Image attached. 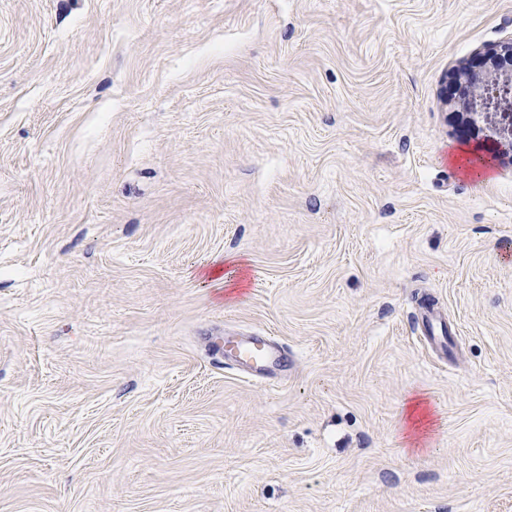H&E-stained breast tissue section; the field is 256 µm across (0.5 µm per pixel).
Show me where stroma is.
Instances as JSON below:
<instances>
[{
	"instance_id": "obj_1",
	"label": "stroma",
	"mask_w": 512,
	"mask_h": 512,
	"mask_svg": "<svg viewBox=\"0 0 512 512\" xmlns=\"http://www.w3.org/2000/svg\"><path fill=\"white\" fill-rule=\"evenodd\" d=\"M510 40L512 0H0V512H512V107L457 75ZM215 352L224 357V368H233L251 378L267 379L287 360L284 348L272 336H224Z\"/></svg>"
}]
</instances>
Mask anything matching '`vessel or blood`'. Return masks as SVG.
<instances>
[{"label": "vessel or blood", "mask_w": 512, "mask_h": 512, "mask_svg": "<svg viewBox=\"0 0 512 512\" xmlns=\"http://www.w3.org/2000/svg\"><path fill=\"white\" fill-rule=\"evenodd\" d=\"M217 351L222 355L225 367L259 379L273 377L275 369L286 360L284 348L270 336H228Z\"/></svg>", "instance_id": "b4317fda"}]
</instances>
